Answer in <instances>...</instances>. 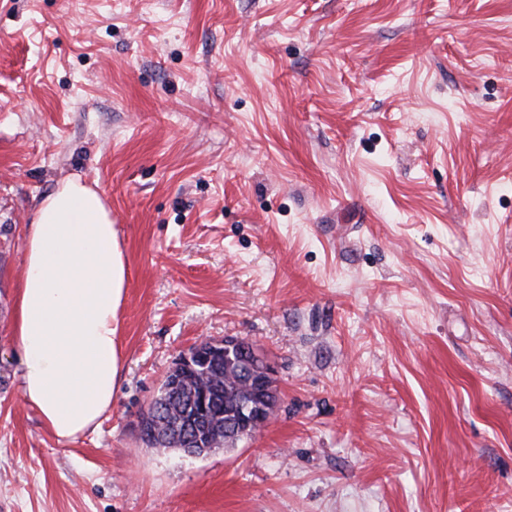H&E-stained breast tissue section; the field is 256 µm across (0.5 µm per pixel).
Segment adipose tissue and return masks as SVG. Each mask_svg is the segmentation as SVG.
<instances>
[{"label": "adipose tissue", "mask_w": 512, "mask_h": 512, "mask_svg": "<svg viewBox=\"0 0 512 512\" xmlns=\"http://www.w3.org/2000/svg\"><path fill=\"white\" fill-rule=\"evenodd\" d=\"M14 339L25 404L68 441L111 411L123 358L118 310L127 267L98 192L68 180L37 206L26 235Z\"/></svg>", "instance_id": "adipose-tissue-1"}]
</instances>
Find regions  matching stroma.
Returning <instances> with one entry per match:
<instances>
[{
  "label": "stroma",
  "mask_w": 512,
  "mask_h": 512,
  "mask_svg": "<svg viewBox=\"0 0 512 512\" xmlns=\"http://www.w3.org/2000/svg\"><path fill=\"white\" fill-rule=\"evenodd\" d=\"M70 178L128 277L59 441L12 331ZM204 338L280 401L189 458L139 421ZM0 512H512V0H0Z\"/></svg>",
  "instance_id": "stroma-1"
}]
</instances>
